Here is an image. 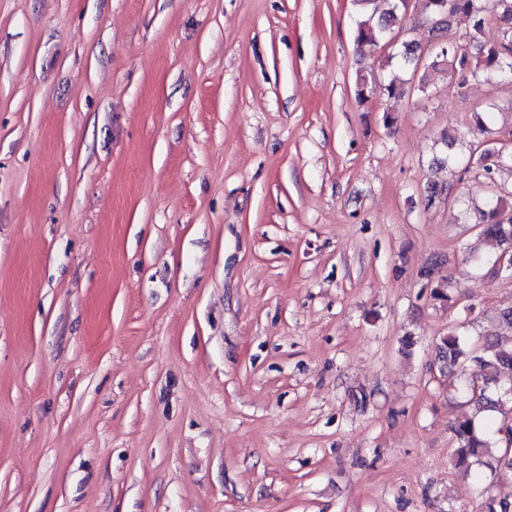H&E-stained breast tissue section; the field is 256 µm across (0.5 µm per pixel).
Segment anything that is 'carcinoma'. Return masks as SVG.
<instances>
[{"mask_svg":"<svg viewBox=\"0 0 512 512\" xmlns=\"http://www.w3.org/2000/svg\"><path fill=\"white\" fill-rule=\"evenodd\" d=\"M407 0H389V8L379 17L369 16L358 21L355 42L358 45L378 44L388 45L399 22L402 9L406 8ZM423 10L431 18L466 14L473 19L475 31H481L485 24L484 13L501 12V16L512 22V0H490L486 7L477 4V0H454L452 9L443 8V0H422ZM437 44L434 46L433 64L443 65L458 84H463L476 75L477 71L495 75L497 81L512 83V36L501 42L485 45L479 49V56L473 58L461 49L453 40L443 35V30L435 31ZM398 60V67L417 69L420 57L410 47L388 60ZM354 93L359 102L368 101L379 93L389 97L402 93V83L393 76L389 81L375 80V77L357 75ZM483 160V171L490 176L501 167L512 168V153H487ZM479 235L495 240L499 245L505 244V237L512 238V189L500 192L489 200L486 209L480 213L475 224ZM430 296L433 300L453 307L457 295L451 288L450 278L440 276L431 281ZM437 358L446 367H459L458 392L473 404L476 415L464 416L452 422L449 429L455 444L453 454L454 465L468 469L477 464L491 470L499 466L512 467L511 463L499 456L492 461H484L483 449L489 447L493 436H502L504 426L512 425V416L504 411L506 402L512 401V386L501 384L500 374L512 371V337L503 338L499 335L487 337L475 344L468 343L458 332L457 328H448V335L439 338L437 343ZM485 412H497L501 415L499 423L487 422V434L478 432L476 416ZM486 512H512V496L490 495L486 499Z\"/></svg>","mask_w":512,"mask_h":512,"instance_id":"obj_1","label":"carcinoma"}]
</instances>
